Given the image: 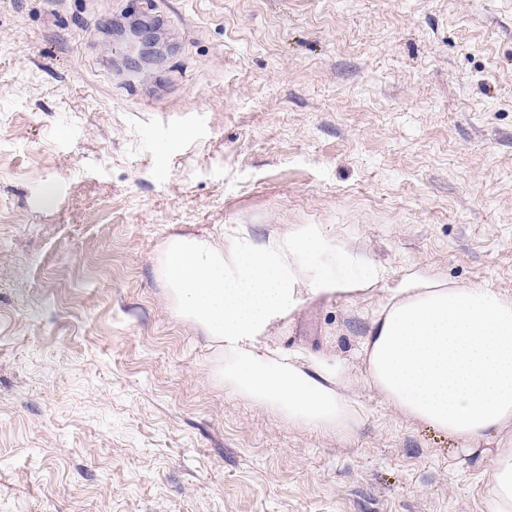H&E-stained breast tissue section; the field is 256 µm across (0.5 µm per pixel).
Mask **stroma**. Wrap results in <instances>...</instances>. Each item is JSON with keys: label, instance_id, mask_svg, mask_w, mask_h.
<instances>
[{"label": "stroma", "instance_id": "stroma-1", "mask_svg": "<svg viewBox=\"0 0 512 512\" xmlns=\"http://www.w3.org/2000/svg\"><path fill=\"white\" fill-rule=\"evenodd\" d=\"M141 3L179 43L124 86L126 0H0V512H482L358 350L412 272L512 296V0ZM303 225L386 272L260 340L345 362L343 434L242 399L163 274Z\"/></svg>", "mask_w": 512, "mask_h": 512}]
</instances>
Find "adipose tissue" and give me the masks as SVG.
<instances>
[{
	"instance_id": "1",
	"label": "adipose tissue",
	"mask_w": 512,
	"mask_h": 512,
	"mask_svg": "<svg viewBox=\"0 0 512 512\" xmlns=\"http://www.w3.org/2000/svg\"><path fill=\"white\" fill-rule=\"evenodd\" d=\"M316 236L307 226L227 252L176 237L164 277L178 315L218 344L221 373L241 398L344 433L358 418L336 390L345 367L258 347L273 321L295 311ZM360 355L367 382L394 410L447 434L463 457L490 459L486 512H512V296L411 275L373 319ZM490 438L495 448L483 449Z\"/></svg>"
}]
</instances>
